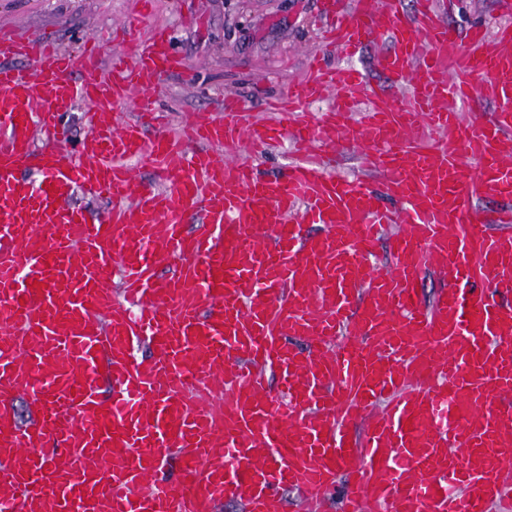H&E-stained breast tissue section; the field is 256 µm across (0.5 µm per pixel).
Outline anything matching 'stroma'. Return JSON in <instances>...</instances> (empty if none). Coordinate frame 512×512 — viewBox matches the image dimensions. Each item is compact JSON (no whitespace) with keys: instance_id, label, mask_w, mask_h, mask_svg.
I'll return each mask as SVG.
<instances>
[{"instance_id":"35a3bbf8","label":"stroma","mask_w":512,"mask_h":512,"mask_svg":"<svg viewBox=\"0 0 512 512\" xmlns=\"http://www.w3.org/2000/svg\"><path fill=\"white\" fill-rule=\"evenodd\" d=\"M445 2L448 23L459 31L472 23L491 32L512 23L502 0ZM120 24L128 26L130 40L104 45V59L120 51L134 54L155 25L171 29L194 81L166 75L153 97L176 129L187 120L219 115L228 93L250 100L252 118H263L265 101L302 76L325 17L318 0H156L149 16L139 15L137 0H0V28L22 41L52 32L73 56L87 36Z\"/></svg>"}]
</instances>
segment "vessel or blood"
<instances>
[{
  "label": "vessel or blood",
  "mask_w": 512,
  "mask_h": 512,
  "mask_svg": "<svg viewBox=\"0 0 512 512\" xmlns=\"http://www.w3.org/2000/svg\"><path fill=\"white\" fill-rule=\"evenodd\" d=\"M324 10L334 26L273 122L229 95L177 138L148 96L187 69L168 29L108 77L100 38L74 57L50 33L0 32V491L15 512H283V489L319 505L341 476V512L512 503V25L457 32L438 0L410 20L380 0ZM381 35L386 92L322 63ZM135 89L134 118L71 147L78 102ZM475 98L491 117L461 112ZM285 141L272 174L236 155ZM344 152L377 182L334 173ZM490 195L506 206L464 223ZM432 267L447 283L426 307ZM20 396L36 406L24 426Z\"/></svg>",
  "instance_id": "b4317fda"
}]
</instances>
